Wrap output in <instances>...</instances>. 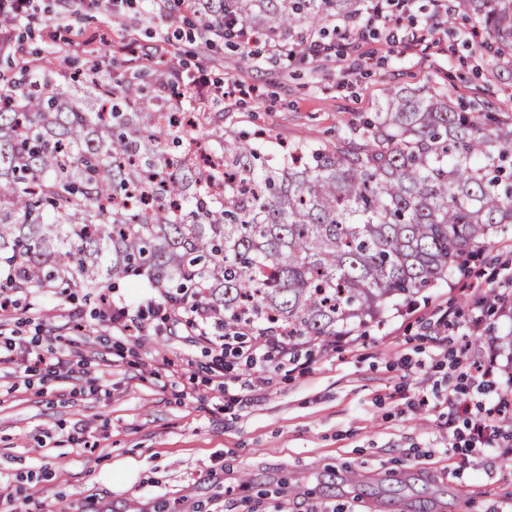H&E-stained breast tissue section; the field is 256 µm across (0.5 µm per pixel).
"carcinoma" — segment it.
<instances>
[{"label": "carcinoma", "instance_id": "carcinoma-1", "mask_svg": "<svg viewBox=\"0 0 512 512\" xmlns=\"http://www.w3.org/2000/svg\"><path fill=\"white\" fill-rule=\"evenodd\" d=\"M362 0H210L203 38L230 21L289 32L356 17ZM486 45L512 57V0H462ZM0 110V272L14 293L104 288L148 273L167 301L226 332L253 322L299 340L345 336L448 275L512 224V114L391 89L382 111L334 145L261 159L265 139L224 137L202 112L221 172L174 153L163 94L101 71L76 89L41 70Z\"/></svg>", "mask_w": 512, "mask_h": 512}]
</instances>
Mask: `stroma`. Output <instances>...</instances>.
Here are the masks:
<instances>
[{"label": "stroma", "mask_w": 512, "mask_h": 512, "mask_svg": "<svg viewBox=\"0 0 512 512\" xmlns=\"http://www.w3.org/2000/svg\"><path fill=\"white\" fill-rule=\"evenodd\" d=\"M45 4L19 25L17 56H0L1 76L31 58L74 73L88 50L108 49L115 84L144 69L127 44L162 48L190 71L258 87L224 102V134L262 130L276 149L336 140L392 88L438 90L479 112L512 107V63L493 59L459 0H447L454 22L429 48H404L407 22L365 37L342 22L335 54L289 64L262 37L247 58L204 43L192 13L161 16L150 0L118 13L107 0ZM492 287L499 303L485 300ZM164 300L139 275L103 292L34 288L0 311L17 347L0 362V512H512V430L465 456L463 424L440 404L487 357L499 382L512 369L499 347L512 334V232L381 320L301 346L291 372L228 358L219 381L184 326L154 315L123 335L97 317ZM32 342L47 356L69 351V365L51 373L26 359Z\"/></svg>", "instance_id": "stroma-1"}]
</instances>
